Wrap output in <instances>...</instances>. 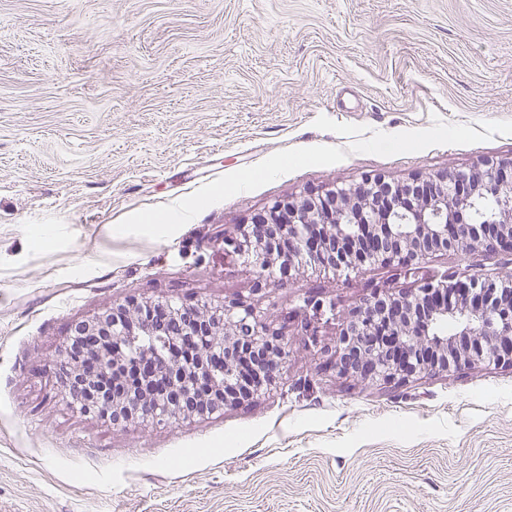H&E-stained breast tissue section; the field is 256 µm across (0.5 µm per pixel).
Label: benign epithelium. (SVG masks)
Here are the masks:
<instances>
[{"mask_svg": "<svg viewBox=\"0 0 512 512\" xmlns=\"http://www.w3.org/2000/svg\"><path fill=\"white\" fill-rule=\"evenodd\" d=\"M497 197L483 223L475 201ZM224 249L265 270H290L296 260L333 271L387 267L396 276L417 273L438 252L512 256V159L485 161L466 170L437 171L406 181L366 175L360 181L277 200L224 233ZM165 310L180 332L211 336L191 369L164 353L145 350L125 364L126 344L140 346L161 334L143 307ZM338 373L362 383H404L476 362L512 368V279L465 281L456 275L423 278L400 292L372 286L351 310L334 350ZM280 332L246 300L193 307L166 299L119 304L84 321L61 350L58 365L70 403L114 425L136 420L176 423L237 407L270 391L285 363ZM123 366L130 389L103 404L85 397L87 384Z\"/></svg>", "mask_w": 512, "mask_h": 512, "instance_id": "obj_1", "label": "benign epithelium"}]
</instances>
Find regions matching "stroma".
<instances>
[{
  "instance_id": "stroma-1",
  "label": "stroma",
  "mask_w": 512,
  "mask_h": 512,
  "mask_svg": "<svg viewBox=\"0 0 512 512\" xmlns=\"http://www.w3.org/2000/svg\"><path fill=\"white\" fill-rule=\"evenodd\" d=\"M509 157L512 0H0V512H512V369L343 377L349 311L414 279L262 287L222 241L308 189ZM183 209L165 238L110 231ZM426 267L512 279L499 255ZM130 298L253 301L288 349L273 389L177 424L82 413L59 353ZM311 298L335 304L315 344Z\"/></svg>"
}]
</instances>
